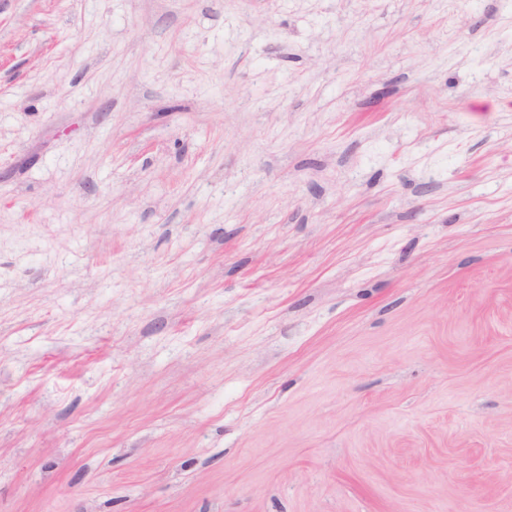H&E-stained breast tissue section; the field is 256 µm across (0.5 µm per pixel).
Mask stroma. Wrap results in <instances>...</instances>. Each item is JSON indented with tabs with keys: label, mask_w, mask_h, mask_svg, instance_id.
Returning a JSON list of instances; mask_svg holds the SVG:
<instances>
[{
	"label": "stroma",
	"mask_w": 512,
	"mask_h": 512,
	"mask_svg": "<svg viewBox=\"0 0 512 512\" xmlns=\"http://www.w3.org/2000/svg\"><path fill=\"white\" fill-rule=\"evenodd\" d=\"M0 512H512V5L0 0Z\"/></svg>",
	"instance_id": "35a3bbf8"
}]
</instances>
